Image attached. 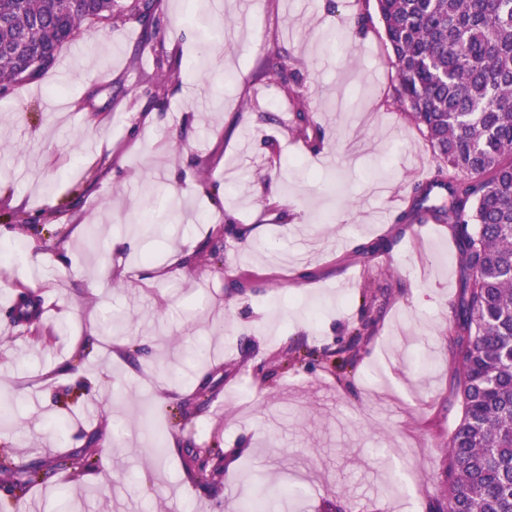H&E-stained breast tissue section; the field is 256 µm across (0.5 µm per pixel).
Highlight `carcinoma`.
I'll return each mask as SVG.
<instances>
[{
  "mask_svg": "<svg viewBox=\"0 0 512 512\" xmlns=\"http://www.w3.org/2000/svg\"><path fill=\"white\" fill-rule=\"evenodd\" d=\"M398 83L392 98L427 138L437 167L416 184L397 224L428 211L456 242L460 282L449 340L462 413L448 437L442 498L434 512H512V0H376ZM134 17L151 42L162 30L157 0H0V95L42 79L81 24L102 28ZM289 97L294 75L272 64ZM48 464L11 462L13 493L38 478L81 467L96 454ZM187 446L182 457L200 487L223 473L224 455ZM299 492L262 489L240 512H272Z\"/></svg>",
  "mask_w": 512,
  "mask_h": 512,
  "instance_id": "1",
  "label": "carcinoma"
}]
</instances>
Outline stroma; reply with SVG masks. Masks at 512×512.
Returning <instances> with one entry per match:
<instances>
[{"instance_id":"1","label":"stroma","mask_w":512,"mask_h":512,"mask_svg":"<svg viewBox=\"0 0 512 512\" xmlns=\"http://www.w3.org/2000/svg\"><path fill=\"white\" fill-rule=\"evenodd\" d=\"M368 10L160 0L152 44L133 18L83 27L44 79L0 96V226L20 247L0 264V325L20 291L51 305L43 342L0 333V395L14 401L0 448L22 462L77 451L85 434L101 448L62 484L17 502L0 489V512H237L269 484L306 489L288 512H432L461 416L458 253L447 225L394 222L436 161L391 98L383 29L358 23ZM278 51L314 121L305 139L264 68ZM175 55L205 65L175 78ZM174 248L192 265L170 266ZM368 290L386 300L344 369L329 354ZM109 313L126 330L84 349ZM197 341L208 355L195 362ZM202 388L215 399L182 417ZM147 418L167 433L164 458ZM187 440L221 443L209 487L183 468Z\"/></svg>"}]
</instances>
